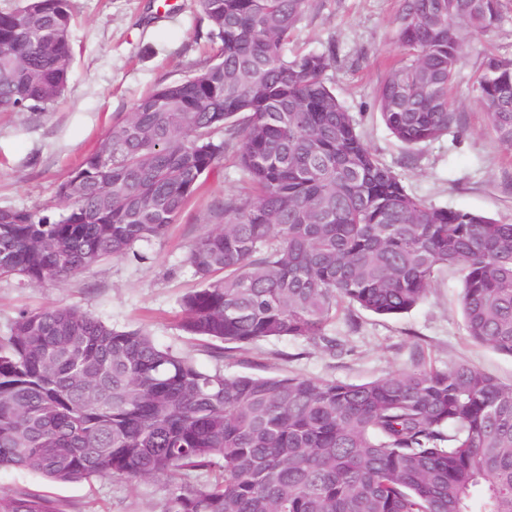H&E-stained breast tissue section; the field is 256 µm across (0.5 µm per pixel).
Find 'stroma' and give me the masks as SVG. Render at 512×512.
I'll list each match as a JSON object with an SVG mask.
<instances>
[{
	"label": "stroma",
	"mask_w": 512,
	"mask_h": 512,
	"mask_svg": "<svg viewBox=\"0 0 512 512\" xmlns=\"http://www.w3.org/2000/svg\"><path fill=\"white\" fill-rule=\"evenodd\" d=\"M75 59L64 94L51 107L0 112V208L62 212L56 194L83 158L137 99L162 85L188 79L212 61L215 47L200 0H72ZM488 37L469 41L452 95L460 126L443 139L412 149L386 129L375 92L400 53L398 0H310L296 28L292 52H334L327 75L338 100L357 119L371 151L426 203L477 212L512 223V155L500 148L471 85L485 56L512 57V0ZM243 174L234 153L224 159L186 204L167 235L137 245L136 255L110 260L68 280L21 285L0 280V336L17 313L67 305L123 328L145 326L156 342L191 353L210 368L214 358L180 330V298L198 281L186 255L217 222L216 205L238 193ZM461 276L450 272L410 312L384 318L356 311L349 327L341 311L329 326L346 349L335 356L301 340H265L224 357L228 375L299 374L363 383L422 363L458 361L512 384V357L473 343L459 309ZM168 481L113 478L52 483L15 468H0V491L46 495L63 512H162Z\"/></svg>",
	"instance_id": "obj_1"
}]
</instances>
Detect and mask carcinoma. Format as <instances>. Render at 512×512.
<instances>
[{"mask_svg": "<svg viewBox=\"0 0 512 512\" xmlns=\"http://www.w3.org/2000/svg\"><path fill=\"white\" fill-rule=\"evenodd\" d=\"M308 2L201 0L216 58L112 124L59 185L65 212L0 208V279L63 281L162 238L234 147L246 186L191 245L199 287L180 301L216 360L266 339L341 354L338 311L406 313L444 269L462 273L469 339L512 357V223L412 196L371 152L328 83L332 57L288 54ZM501 21V0H400L401 59L376 93L396 140L460 123L465 45ZM74 22L71 0L0 11V112L63 95ZM472 93L512 152V58L487 56ZM1 467L163 475V512H512V385L466 363L359 384L228 376L77 307L21 310L0 338ZM0 512L61 509L0 492Z\"/></svg>", "mask_w": 512, "mask_h": 512, "instance_id": "cac0c4a2", "label": "carcinoma"}]
</instances>
